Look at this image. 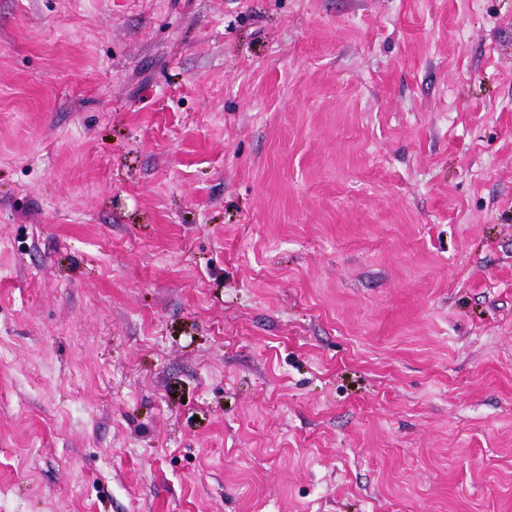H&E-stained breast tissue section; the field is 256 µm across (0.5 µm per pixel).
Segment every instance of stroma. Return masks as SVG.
Returning <instances> with one entry per match:
<instances>
[{
    "mask_svg": "<svg viewBox=\"0 0 512 512\" xmlns=\"http://www.w3.org/2000/svg\"><path fill=\"white\" fill-rule=\"evenodd\" d=\"M0 512H512V0H0Z\"/></svg>",
    "mask_w": 512,
    "mask_h": 512,
    "instance_id": "1",
    "label": "stroma"
}]
</instances>
